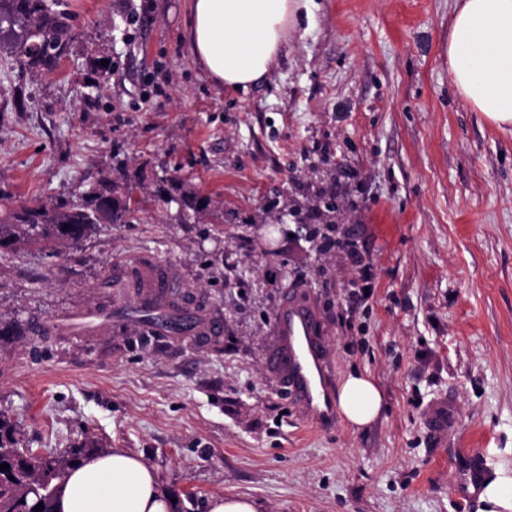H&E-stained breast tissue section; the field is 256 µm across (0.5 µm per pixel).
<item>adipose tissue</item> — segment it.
I'll return each mask as SVG.
<instances>
[{"label":"adipose tissue","instance_id":"ef3b65f1","mask_svg":"<svg viewBox=\"0 0 512 512\" xmlns=\"http://www.w3.org/2000/svg\"><path fill=\"white\" fill-rule=\"evenodd\" d=\"M312 0H191L184 38L212 81L248 90L264 80ZM448 73L457 93L500 129L512 127V0H456L448 34ZM377 382L348 374L336 406L353 428L382 409ZM153 468L115 448L70 470L56 512H171Z\"/></svg>","mask_w":512,"mask_h":512}]
</instances>
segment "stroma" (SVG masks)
I'll return each mask as SVG.
<instances>
[{
	"instance_id": "1",
	"label": "stroma",
	"mask_w": 512,
	"mask_h": 512,
	"mask_svg": "<svg viewBox=\"0 0 512 512\" xmlns=\"http://www.w3.org/2000/svg\"><path fill=\"white\" fill-rule=\"evenodd\" d=\"M267 78L214 83L183 38L189 0H60L73 38L53 69L0 50V188L77 199L101 172L145 174L137 224L50 254L0 251V415L20 447L87 441L142 455L172 512L244 496L257 512H481L452 493V458L422 413L447 394L459 445L512 469V133L448 73L455 0H317ZM176 171L224 205L180 221L155 200ZM287 207L268 228L269 203ZM331 218L369 267L321 250ZM278 257L268 256V246ZM175 267L223 335L70 326L123 296L114 260ZM367 299L353 303L352 282ZM312 297L335 380L369 374L371 425L316 430L265 374L285 289Z\"/></svg>"
}]
</instances>
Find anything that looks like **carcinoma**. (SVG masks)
I'll return each mask as SVG.
<instances>
[{
    "instance_id": "cac0c4a2",
    "label": "carcinoma",
    "mask_w": 512,
    "mask_h": 512,
    "mask_svg": "<svg viewBox=\"0 0 512 512\" xmlns=\"http://www.w3.org/2000/svg\"><path fill=\"white\" fill-rule=\"evenodd\" d=\"M0 22L13 31L11 43L17 47V63L22 68L49 67L65 53L72 39V27L65 13L53 8L49 0H0ZM156 191L157 202L179 205L178 214H205L213 210L209 196L188 192L182 181L170 176ZM130 182L117 183L112 174L100 177L77 201L34 196L17 202L0 189V251L38 248L52 253L89 236L101 224H133L140 220V207L132 197ZM333 224L312 230L310 240L319 248L337 245L331 233ZM0 512H55L54 504L68 471L83 465L104 449L85 442L63 453L35 452L18 448L13 424L0 417Z\"/></svg>"
}]
</instances>
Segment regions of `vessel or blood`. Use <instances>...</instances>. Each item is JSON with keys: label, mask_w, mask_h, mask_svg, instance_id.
<instances>
[{"label": "vessel or blood", "mask_w": 512, "mask_h": 512, "mask_svg": "<svg viewBox=\"0 0 512 512\" xmlns=\"http://www.w3.org/2000/svg\"><path fill=\"white\" fill-rule=\"evenodd\" d=\"M113 278L127 289L125 296L115 301V310L161 307L147 332L178 340L223 335V319L204 316L187 302L178 271L155 257L137 254L114 262ZM263 363L271 382L288 395L307 421L318 427L334 423L336 394L324 326L315 304L303 291H284L273 316ZM422 421L429 447H447L456 424L447 397L430 401ZM477 456L474 449L464 454L453 486L454 494L465 501L474 498L481 484Z\"/></svg>", "instance_id": "vessel-or-blood-1"}]
</instances>
